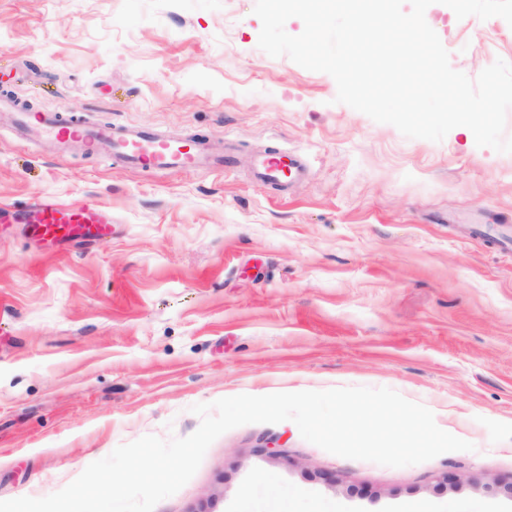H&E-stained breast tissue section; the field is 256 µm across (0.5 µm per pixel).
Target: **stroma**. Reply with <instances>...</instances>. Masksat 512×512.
Returning a JSON list of instances; mask_svg holds the SVG:
<instances>
[{"mask_svg": "<svg viewBox=\"0 0 512 512\" xmlns=\"http://www.w3.org/2000/svg\"><path fill=\"white\" fill-rule=\"evenodd\" d=\"M256 0H0V95L92 125L192 135L231 171L131 169L0 111V209L90 201L106 243L0 223V501L53 494L119 445L194 433L200 403L387 387L472 443L400 468L290 420L218 437L155 512H512V154L408 138L260 49ZM425 19L453 69L512 63V26ZM279 149L304 177L258 184ZM456 474L450 487L445 474Z\"/></svg>", "mask_w": 512, "mask_h": 512, "instance_id": "stroma-1", "label": "stroma"}]
</instances>
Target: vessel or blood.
I'll use <instances>...</instances> for the list:
<instances>
[{
	"mask_svg": "<svg viewBox=\"0 0 512 512\" xmlns=\"http://www.w3.org/2000/svg\"><path fill=\"white\" fill-rule=\"evenodd\" d=\"M23 135H42L51 139L60 152L77 147L90 153L116 157L128 166L142 169L191 171L202 168L218 170L226 161L200 140L169 139L142 128L122 125L94 126L72 124L57 114L22 112L18 115ZM305 165L297 154L276 151L265 154L254 167V178L266 184H277L303 177ZM32 236L41 241L63 245L78 239L107 237L109 226L95 206L60 204L36 200L24 216Z\"/></svg>",
	"mask_w": 512,
	"mask_h": 512,
	"instance_id": "vessel-or-blood-1",
	"label": "vessel or blood"
}]
</instances>
